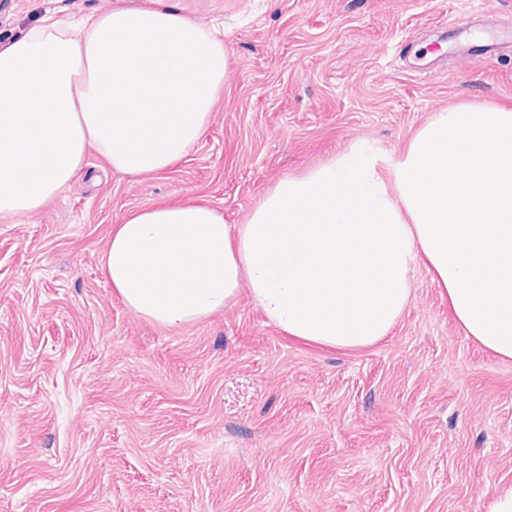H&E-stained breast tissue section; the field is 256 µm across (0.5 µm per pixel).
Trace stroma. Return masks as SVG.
Wrapping results in <instances>:
<instances>
[{
  "label": "stroma",
  "instance_id": "stroma-1",
  "mask_svg": "<svg viewBox=\"0 0 512 512\" xmlns=\"http://www.w3.org/2000/svg\"><path fill=\"white\" fill-rule=\"evenodd\" d=\"M136 0H0V41ZM224 28L231 66L168 171L96 154L0 223V512H490L512 491V360L467 338L424 264L390 333L333 350L282 333L241 287L165 328L114 293V224L203 200L243 223L285 176L352 145L398 157L439 111L512 108V0H172Z\"/></svg>",
  "mask_w": 512,
  "mask_h": 512
}]
</instances>
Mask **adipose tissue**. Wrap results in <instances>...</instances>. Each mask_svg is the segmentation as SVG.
<instances>
[{"mask_svg": "<svg viewBox=\"0 0 512 512\" xmlns=\"http://www.w3.org/2000/svg\"><path fill=\"white\" fill-rule=\"evenodd\" d=\"M229 66L223 34L168 0L72 31L46 16L0 43V222L61 195L88 151L135 177L179 162ZM379 161L355 147L283 178L240 224L198 200L130 212L112 228L107 277L160 326L199 323L245 284L288 336L356 349L389 334L421 258L465 335L512 360V109L459 104Z\"/></svg>", "mask_w": 512, "mask_h": 512, "instance_id": "1", "label": "adipose tissue"}]
</instances>
